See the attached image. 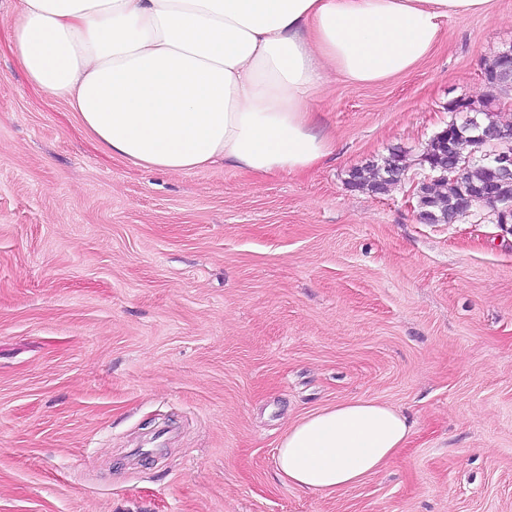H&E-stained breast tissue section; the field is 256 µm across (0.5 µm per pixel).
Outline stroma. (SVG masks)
Here are the masks:
<instances>
[{"instance_id": "stroma-1", "label": "stroma", "mask_w": 512, "mask_h": 512, "mask_svg": "<svg viewBox=\"0 0 512 512\" xmlns=\"http://www.w3.org/2000/svg\"><path fill=\"white\" fill-rule=\"evenodd\" d=\"M0 0V512H512V224H424L408 194L456 98L512 45V0L444 21L377 84L329 74L335 153L300 173L146 169L31 85ZM403 150L387 193L352 168ZM407 416L379 473L284 484L292 423Z\"/></svg>"}]
</instances>
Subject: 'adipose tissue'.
<instances>
[{
	"instance_id": "1",
	"label": "adipose tissue",
	"mask_w": 512,
	"mask_h": 512,
	"mask_svg": "<svg viewBox=\"0 0 512 512\" xmlns=\"http://www.w3.org/2000/svg\"><path fill=\"white\" fill-rule=\"evenodd\" d=\"M493 0H20L22 69L64 99L113 156L148 169L223 164L299 172L332 155L310 105L327 70L351 85L424 61L443 20ZM412 428L352 399L292 424L277 448L287 485L322 494L380 472Z\"/></svg>"
}]
</instances>
